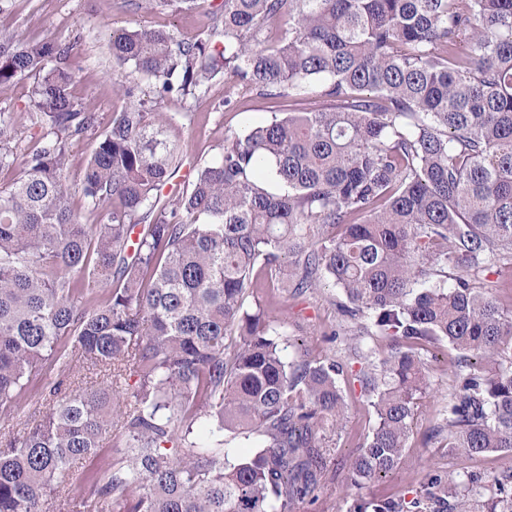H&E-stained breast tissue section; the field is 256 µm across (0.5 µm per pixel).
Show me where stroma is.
<instances>
[{
	"instance_id": "1",
	"label": "stroma",
	"mask_w": 512,
	"mask_h": 512,
	"mask_svg": "<svg viewBox=\"0 0 512 512\" xmlns=\"http://www.w3.org/2000/svg\"><path fill=\"white\" fill-rule=\"evenodd\" d=\"M219 3L220 0H196L194 8L187 11L168 8L143 12L132 10L125 0H0V31L27 41L56 39L73 43L72 93L96 113L95 131L101 134L109 128L113 112L123 105L112 91L113 29L148 24L178 36H191L206 29ZM32 84V79L24 78L0 85V113L10 117L15 129V150L21 155L37 146L29 117ZM157 100L159 111L177 116L169 136L184 158L176 179L182 188L193 181L199 166L220 155L225 136L243 133L251 123L265 120L271 113L300 112L307 106L302 98L262 97L220 77L199 100ZM92 144L89 136L73 141L66 170L70 204L87 224L103 219L102 211L93 208L81 191ZM340 298L339 290L328 285L301 296L282 291L259 295L262 306L285 322L286 359L333 360L342 363L348 375L342 385L347 404L345 422L342 427L329 426L324 430L326 468L316 497L296 502L292 512H346L359 496L398 495L410 500L423 493L433 473L466 468L494 475L512 468V453L473 458L452 455L445 447L444 437L429 438V430L448 414V350L442 347L424 356L429 387L417 402L408 449L399 467L363 488L348 486L347 461L373 422L369 399L358 376L367 368L369 358H379L387 352L391 340L379 335L349 338V323L336 306Z\"/></svg>"
}]
</instances>
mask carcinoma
Returning a JSON list of instances; mask_svg holds the SVG:
<instances>
[{
  "label": "carcinoma",
  "mask_w": 512,
  "mask_h": 512,
  "mask_svg": "<svg viewBox=\"0 0 512 512\" xmlns=\"http://www.w3.org/2000/svg\"><path fill=\"white\" fill-rule=\"evenodd\" d=\"M111 49L125 106L84 171L104 212L86 224L66 158L97 117L71 93L73 46L0 33V85L34 78L38 135L0 187V512H291L313 494L324 425L345 420L344 371L283 357L278 320L246 307L262 288L328 281L352 335L369 317L393 339L361 376L375 423L349 486L400 465L421 353L443 343L448 418L433 434L447 429L450 454L511 453L512 308L481 278L512 257V0H221L195 36L139 25ZM219 76L309 108L225 136L191 188L165 195L174 117L132 79L197 100ZM12 142L0 116V170ZM81 365L97 384L76 382ZM33 389L38 421L20 414ZM200 424L215 446H198ZM226 431L263 445L235 457ZM349 512H512V470L434 474L409 502L358 497Z\"/></svg>",
  "instance_id": "obj_1"
}]
</instances>
